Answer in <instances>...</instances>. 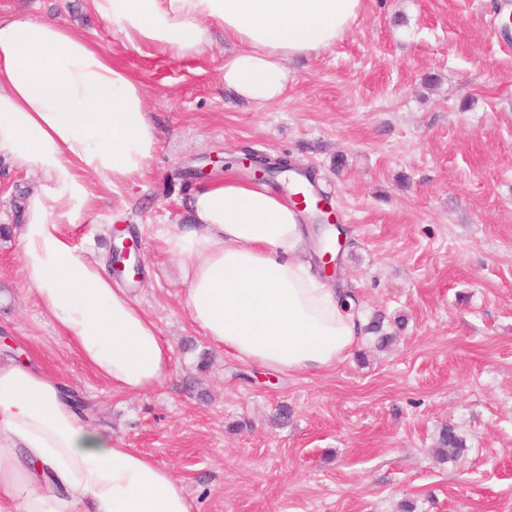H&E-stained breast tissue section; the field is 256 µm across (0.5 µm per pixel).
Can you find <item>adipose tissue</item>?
I'll return each mask as SVG.
<instances>
[{
  "mask_svg": "<svg viewBox=\"0 0 512 512\" xmlns=\"http://www.w3.org/2000/svg\"><path fill=\"white\" fill-rule=\"evenodd\" d=\"M123 44L200 53L212 30L232 45L224 86L251 102L281 99L288 61L344 38L363 0H91ZM159 130L141 83L103 45L60 22L0 15V159L39 173L19 246L31 292L60 337L113 389L167 383L172 350L105 265L71 246L93 188L142 179ZM192 325L233 357L288 372L344 359L359 313L306 258L309 234L286 197L227 174L199 188L190 222L163 233ZM171 471L84 423L61 382L29 360L0 358V512H191Z\"/></svg>",
  "mask_w": 512,
  "mask_h": 512,
  "instance_id": "adipose-tissue-1",
  "label": "adipose tissue"
}]
</instances>
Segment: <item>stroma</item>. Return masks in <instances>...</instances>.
Returning a JSON list of instances; mask_svg holds the SVG:
<instances>
[{"label": "stroma", "instance_id": "stroma-1", "mask_svg": "<svg viewBox=\"0 0 512 512\" xmlns=\"http://www.w3.org/2000/svg\"><path fill=\"white\" fill-rule=\"evenodd\" d=\"M0 12L65 23L109 47L142 84L161 131L144 185L101 187L76 248L107 259L112 231L141 245L139 276L112 285L156 322L172 377L114 392L58 336L0 240V333L77 392L90 424L171 470L192 512H512V28L503 0H364L336 45L288 62V88L258 104L224 87L228 46L136 51L88 0H0ZM285 156L308 171L345 230L337 288L370 337L320 371L243 363L192 326L159 231L190 221L192 193L238 157ZM41 183L0 164V222L19 227ZM211 350L208 368L196 355ZM288 424H279L280 406ZM453 425L458 458L437 457Z\"/></svg>", "mask_w": 512, "mask_h": 512}]
</instances>
